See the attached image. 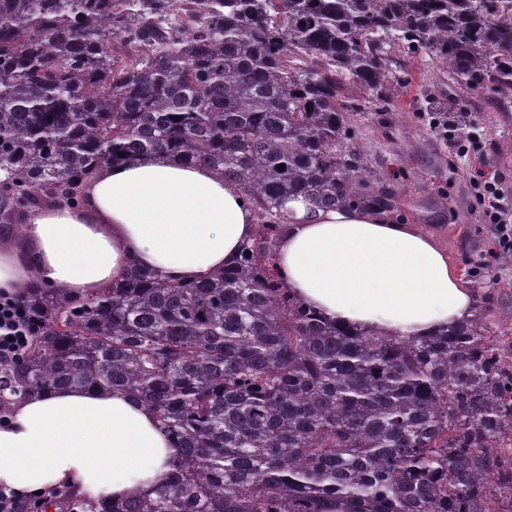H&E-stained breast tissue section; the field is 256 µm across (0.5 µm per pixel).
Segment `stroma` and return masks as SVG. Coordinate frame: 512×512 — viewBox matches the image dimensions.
Returning a JSON list of instances; mask_svg holds the SVG:
<instances>
[{"mask_svg":"<svg viewBox=\"0 0 512 512\" xmlns=\"http://www.w3.org/2000/svg\"><path fill=\"white\" fill-rule=\"evenodd\" d=\"M389 101L364 94L355 117L358 161L398 205L396 222L435 237L512 345V266L497 265V239L480 198L494 183L512 208V91L495 97L454 83L428 53L391 51ZM448 125L440 134L431 124Z\"/></svg>","mask_w":512,"mask_h":512,"instance_id":"stroma-1","label":"stroma"}]
</instances>
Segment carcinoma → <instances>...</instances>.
I'll list each match as a JSON object with an SVG mask.
<instances>
[{"label": "carcinoma", "instance_id": "1", "mask_svg": "<svg viewBox=\"0 0 512 512\" xmlns=\"http://www.w3.org/2000/svg\"><path fill=\"white\" fill-rule=\"evenodd\" d=\"M396 45L512 91L507 0H0V224L78 207L100 168L152 156L222 171L256 217L203 282L133 266L88 296L22 286L33 334L0 365V415L119 387L178 448L151 495H59V512H512V458L489 455L512 429V355L486 317L387 336L275 274L290 201L397 210L352 124L360 94L390 98Z\"/></svg>", "mask_w": 512, "mask_h": 512}]
</instances>
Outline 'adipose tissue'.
Segmentation results:
<instances>
[{
  "label": "adipose tissue",
  "instance_id": "obj_1",
  "mask_svg": "<svg viewBox=\"0 0 512 512\" xmlns=\"http://www.w3.org/2000/svg\"><path fill=\"white\" fill-rule=\"evenodd\" d=\"M292 222L277 243L276 273L331 321L390 336H427L469 318L473 295L447 251L413 225L362 207ZM255 232L233 182L173 158L102 167L80 207L33 211L25 251L0 247V291L31 276L74 295L119 281L131 263L190 282L222 269ZM177 450L153 413L120 389L59 388L17 403L0 421V487L31 496L64 485L90 499L145 495Z\"/></svg>",
  "mask_w": 512,
  "mask_h": 512
}]
</instances>
